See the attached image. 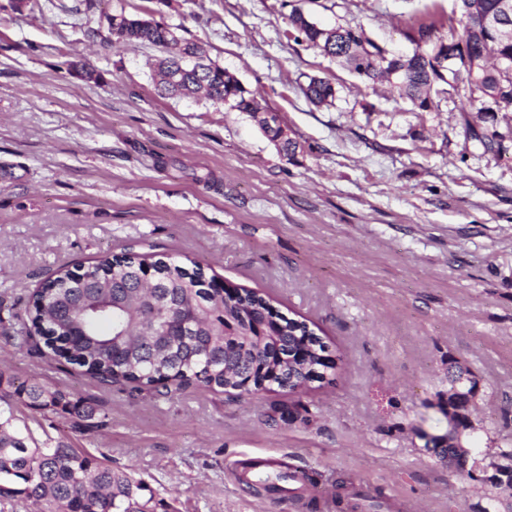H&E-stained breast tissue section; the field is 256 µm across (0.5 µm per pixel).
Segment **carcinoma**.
Segmentation results:
<instances>
[{
    "instance_id": "carcinoma-1",
    "label": "carcinoma",
    "mask_w": 512,
    "mask_h": 512,
    "mask_svg": "<svg viewBox=\"0 0 512 512\" xmlns=\"http://www.w3.org/2000/svg\"><path fill=\"white\" fill-rule=\"evenodd\" d=\"M467 0H455L456 13L436 41L482 57L488 68L472 71L459 67L440 72L433 64V45L417 48L413 55L394 63L384 61L382 49L362 29L338 26L333 37L296 11L291 24L322 55L345 62L350 71L368 82L396 85L410 100L415 112H427L432 94L451 88L467 105L460 111L476 118L487 114L484 101L499 94L512 99V78L494 68L498 55L512 58V39L493 31L475 32L476 21L466 13ZM96 0H84L87 19L84 35L92 40L114 37L129 45H151L165 50L155 63L158 90L162 96L201 92L215 101H230V108L255 115L261 111L257 92L245 88L236 76L211 62L205 48L184 38L175 39L170 26L153 18L134 17L123 11L96 14ZM315 105L335 99L333 85L315 76L302 87ZM144 260L130 254L104 257L73 270L60 269L46 278L31 295L24 311L14 317L24 330L13 337L23 348L37 337L58 359L76 366L101 383L123 381L159 394L172 386L196 384L208 389L238 387L237 379L248 366L233 364L224 373V333L239 340V346H254L247 334L276 336L266 355L281 367L297 356L302 345L318 344L307 338L305 322L281 317L267 320L257 314L266 300L245 289L242 294L219 302L214 277L198 264L187 268L176 259H157L159 277L173 287L162 289L168 310L165 334L144 335L147 312L136 307L144 290L141 271ZM57 414L73 420L76 428L98 427L92 422L95 407L87 398H75L59 389L32 381H18L0 372V504L23 497L40 504V512H154L153 491L142 481L100 457L67 445L61 440L38 443L31 431L14 429V406ZM448 465L463 470L472 458L456 448H443Z\"/></svg>"
}]
</instances>
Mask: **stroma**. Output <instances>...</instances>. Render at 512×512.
Returning a JSON list of instances; mask_svg holds the SVG:
<instances>
[{
    "instance_id": "stroma-1",
    "label": "stroma",
    "mask_w": 512,
    "mask_h": 512,
    "mask_svg": "<svg viewBox=\"0 0 512 512\" xmlns=\"http://www.w3.org/2000/svg\"><path fill=\"white\" fill-rule=\"evenodd\" d=\"M104 3L204 44L300 149L280 155L247 113L202 95H159L154 46L93 42L81 17L0 0V369L108 418L84 433L20 405L19 421L37 440L107 454L168 512H289L237 482L250 458L305 473L296 512H336L340 478L416 512H512V495L449 468L425 439L448 431L454 360L478 385L472 446L491 462L512 451V140L483 153L456 102L413 114L289 24L299 8L405 49L411 27L447 24L451 0ZM77 57L103 81L71 75ZM311 76L332 83V105L306 99ZM127 252L197 261L256 291L308 322L336 368L295 392L159 396L12 346L23 326L10 304L58 268Z\"/></svg>"
}]
</instances>
